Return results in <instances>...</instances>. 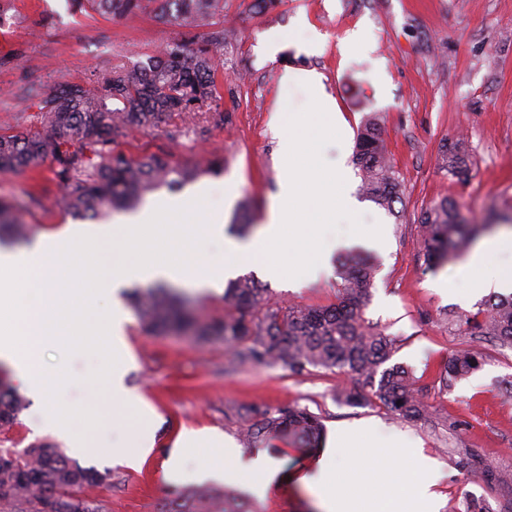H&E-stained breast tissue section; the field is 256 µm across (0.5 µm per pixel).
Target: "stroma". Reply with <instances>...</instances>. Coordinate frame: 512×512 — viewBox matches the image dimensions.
Returning a JSON list of instances; mask_svg holds the SVG:
<instances>
[{"label": "stroma", "instance_id": "35a3bbf8", "mask_svg": "<svg viewBox=\"0 0 512 512\" xmlns=\"http://www.w3.org/2000/svg\"><path fill=\"white\" fill-rule=\"evenodd\" d=\"M0 14L8 19L0 28V131L6 132L35 126L33 92L115 67L148 68L160 47L190 37L149 13L111 18L79 9L75 0H0ZM354 31L364 33L368 49L343 54V40ZM288 32L293 40L269 54L268 39ZM193 37L213 45L223 79L216 110L223 121L164 117L151 130L119 137L117 148L135 158L163 154L179 167H194L204 156L219 166L180 189L147 194L145 205L207 188L224 205L227 235L236 236L244 218L262 227L279 202L276 111L301 112L313 97L307 87H285L282 76L291 67L323 74L348 130L345 139L324 147V161L353 157L357 133L374 115L402 185L394 212L365 204L363 223L379 216L386 226L384 246L369 251L377 274L365 318L399 339L392 361L412 371L427 416L412 421L375 406L340 403L336 389L345 376L314 368L297 374L280 361L239 364L223 343L153 336L134 314L123 338L126 384L153 415L148 434L154 448L139 466H128L113 454L121 428L103 423L98 451L79 463L109 471L112 479L88 489V496L105 512H161L178 493L198 488L164 475L184 431L236 439L242 426L236 410L295 404L318 415L327 430L371 419L382 434H402L437 464L438 512H467L475 500L492 512H512V347L460 330L461 319L475 314L484 298L436 287L438 274L424 263L418 229L422 208L444 198L459 204L480 237L512 229V0H281L264 13L253 10L252 0H224L223 16ZM460 139L472 159L464 180L438 165L440 147ZM0 198L19 203L33 241L75 221L60 203L46 162L0 171ZM242 271L254 274L283 307L328 305L338 294L336 275H313L288 288L266 277L261 265L248 263ZM462 349L480 353L481 368L443 383L442 368ZM46 412L41 398L29 396L8 434L10 444L22 449L57 441ZM261 453L279 466L280 480L252 495L258 512H321L308 483L318 452L274 440Z\"/></svg>", "mask_w": 512, "mask_h": 512}]
</instances>
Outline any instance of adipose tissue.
<instances>
[{
  "label": "adipose tissue",
  "instance_id": "ef3b65f1",
  "mask_svg": "<svg viewBox=\"0 0 512 512\" xmlns=\"http://www.w3.org/2000/svg\"><path fill=\"white\" fill-rule=\"evenodd\" d=\"M512 232L486 239L462 262L448 268L441 284H453L470 294L512 291ZM379 426L372 421L340 425L331 430L326 448L312 479L322 512H436L431 491L434 462L415 453L399 434L378 438ZM179 452L166 463L167 476L187 481L237 480L250 491L264 492L278 475L277 465L258 457L242 461L234 441L210 432L188 431L178 441ZM204 448L211 462L196 469L186 468L181 451ZM385 459L388 470L374 462Z\"/></svg>",
  "mask_w": 512,
  "mask_h": 512
}]
</instances>
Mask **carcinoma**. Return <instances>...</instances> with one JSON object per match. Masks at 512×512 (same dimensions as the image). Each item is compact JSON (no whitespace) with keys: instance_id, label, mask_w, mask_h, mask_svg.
I'll return each instance as SVG.
<instances>
[{"instance_id":"obj_1","label":"carcinoma","mask_w":512,"mask_h":512,"mask_svg":"<svg viewBox=\"0 0 512 512\" xmlns=\"http://www.w3.org/2000/svg\"><path fill=\"white\" fill-rule=\"evenodd\" d=\"M101 14L126 18L150 11L164 23L187 33L224 13V0H77ZM220 98L217 65L208 45L194 48L175 42L162 48L146 72H101L85 83H67L37 98L35 129L0 134V170H17L48 162L66 208L83 219L104 217V208L132 209L146 193L193 179L201 169H181L166 156L134 159L116 150V139L131 129H148L163 115L196 120L211 112ZM356 165L368 200L390 211L403 194L383 139L380 124L369 118L357 136ZM471 158L464 143L441 148V168L465 177ZM419 229L426 266L437 270L471 245L475 229L464 222L457 203L442 199L422 210ZM28 231L12 205L0 200V240L23 239ZM376 265H348L339 270L336 303L325 307L290 306L270 301L251 275L231 281L224 294V320L200 322L169 285L135 288L130 301L148 332L186 336L194 341H222L239 363L282 361L300 373L309 367L344 373L354 388L336 392L349 405H376L396 415L424 418L411 372L386 366L398 341L366 325ZM472 336H489L512 346V297L488 300L485 308L464 320ZM482 358L462 350L441 371L445 382L466 377ZM26 400L0 378V432L18 423ZM244 422L242 440L248 448L268 445L273 438L305 448L312 446L322 425L319 417L298 406L266 409L254 417L237 412ZM110 474L83 467L61 449L33 443L17 451L0 448V512H103L86 495ZM164 512H255L241 497L226 491L177 495Z\"/></svg>"}]
</instances>
